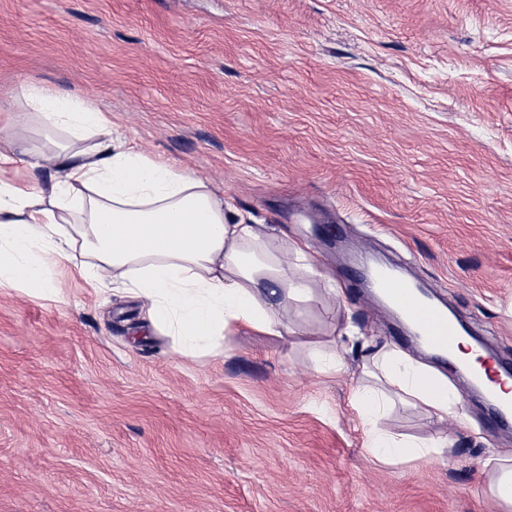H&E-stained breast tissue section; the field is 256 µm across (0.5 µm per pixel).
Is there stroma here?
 Returning a JSON list of instances; mask_svg holds the SVG:
<instances>
[{
	"mask_svg": "<svg viewBox=\"0 0 512 512\" xmlns=\"http://www.w3.org/2000/svg\"><path fill=\"white\" fill-rule=\"evenodd\" d=\"M24 84L307 242L365 335L418 354L361 291L371 258L512 361V0H0V100ZM53 274L59 301L0 286V512H504L481 460L512 432L452 366L465 425L381 421L447 438V464H376L357 346L333 378L312 359L321 303L301 335L186 357L138 300Z\"/></svg>",
	"mask_w": 512,
	"mask_h": 512,
	"instance_id": "obj_1",
	"label": "stroma"
}]
</instances>
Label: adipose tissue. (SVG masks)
I'll return each instance as SVG.
<instances>
[{
    "instance_id": "obj_1",
    "label": "adipose tissue",
    "mask_w": 512,
    "mask_h": 512,
    "mask_svg": "<svg viewBox=\"0 0 512 512\" xmlns=\"http://www.w3.org/2000/svg\"><path fill=\"white\" fill-rule=\"evenodd\" d=\"M32 121L45 132L42 145L20 133ZM15 164L51 176L45 185L0 179V285L58 297L52 269L68 268L93 289L138 298L151 325L188 355L241 328L299 334L284 316L314 298L307 245L228 215L211 182L113 135L91 103L37 86L0 102V171ZM396 401L429 418H463L446 376L397 347L372 345L351 397L371 460L444 462L448 439L379 428Z\"/></svg>"
}]
</instances>
